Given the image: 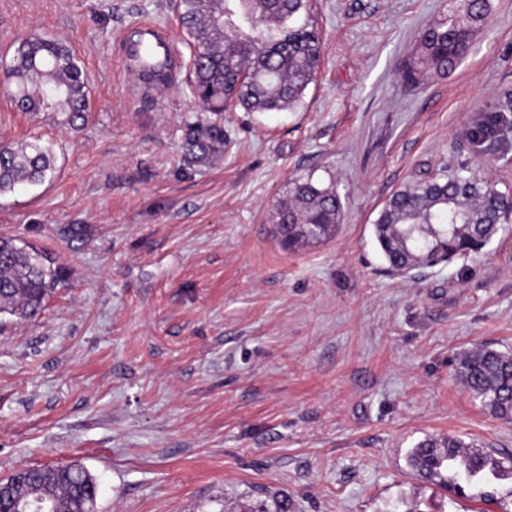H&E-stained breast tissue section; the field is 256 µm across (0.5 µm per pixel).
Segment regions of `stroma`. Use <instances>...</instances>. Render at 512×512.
I'll return each instance as SVG.
<instances>
[{
    "label": "stroma",
    "instance_id": "stroma-1",
    "mask_svg": "<svg viewBox=\"0 0 512 512\" xmlns=\"http://www.w3.org/2000/svg\"><path fill=\"white\" fill-rule=\"evenodd\" d=\"M452 0H309L322 64L302 103L224 114V155L190 167L186 70L144 84L123 57L151 25L188 56L175 0H0V67L32 35L87 76L79 132L0 90V141L55 144L56 170L0 195V237L71 272L35 317L0 315V478L77 461L97 512H219L256 488L291 512H512V478L456 497L407 463L424 437L512 455V422L453 376L477 345L512 351V223L481 253L388 273L372 235L384 201L468 169L512 187V0L445 75L404 83L423 27ZM502 116L492 150L467 128ZM326 170L335 237L283 250L269 213L291 176ZM84 234L68 238L64 228Z\"/></svg>",
    "mask_w": 512,
    "mask_h": 512
}]
</instances>
